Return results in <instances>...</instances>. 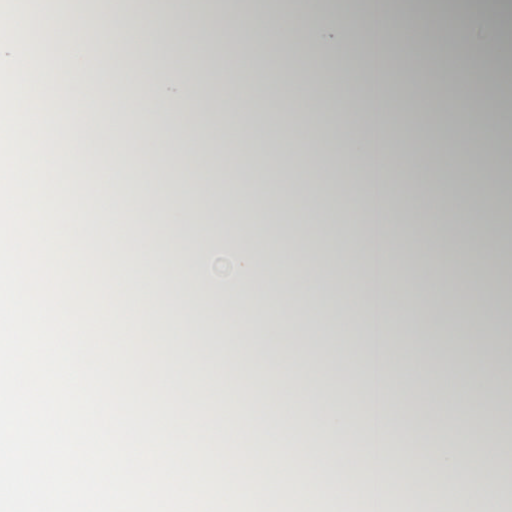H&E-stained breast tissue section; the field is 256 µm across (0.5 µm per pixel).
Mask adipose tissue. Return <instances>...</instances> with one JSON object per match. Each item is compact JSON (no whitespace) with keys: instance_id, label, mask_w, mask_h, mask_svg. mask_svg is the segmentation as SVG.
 Segmentation results:
<instances>
[{"instance_id":"1","label":"adipose tissue","mask_w":512,"mask_h":512,"mask_svg":"<svg viewBox=\"0 0 512 512\" xmlns=\"http://www.w3.org/2000/svg\"><path fill=\"white\" fill-rule=\"evenodd\" d=\"M221 2L0 7L84 234L274 512H479L512 485V0Z\"/></svg>"}]
</instances>
